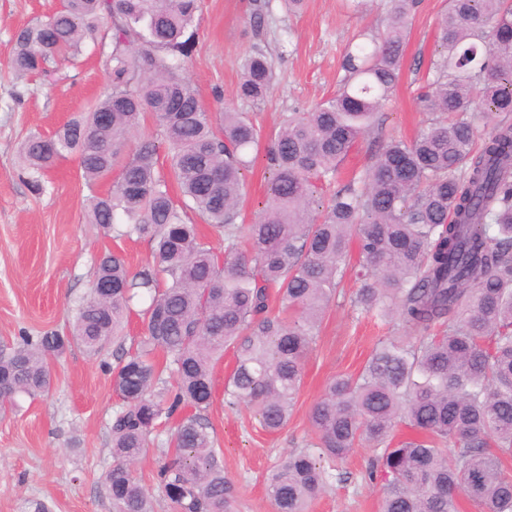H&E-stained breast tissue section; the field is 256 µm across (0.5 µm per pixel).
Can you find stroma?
<instances>
[{
  "instance_id": "stroma-1",
  "label": "stroma",
  "mask_w": 512,
  "mask_h": 512,
  "mask_svg": "<svg viewBox=\"0 0 512 512\" xmlns=\"http://www.w3.org/2000/svg\"><path fill=\"white\" fill-rule=\"evenodd\" d=\"M254 0H201L194 26L195 50L188 74L210 111L228 106L247 113L264 132L278 127L282 114L304 112L331 97L345 72V47L365 29L383 28L390 0H364L360 11L346 0H305L302 13H288L284 0H261L264 33L256 35ZM59 0H0V344L48 331L67 333L87 295L100 255L122 253L138 271L151 258L148 240L115 238L89 223L93 196L109 180L87 183L78 157L66 155L47 174L42 191L33 190L18 164L26 135H52L71 116L89 111L105 90L107 77L96 42L82 56L57 67L50 76L19 77L11 69L14 31L46 16ZM446 0H419L404 44L398 86L381 110L380 122L349 153L343 176L363 174L376 150L393 139L411 140L428 119L419 95L435 56L437 23ZM271 59L275 84L260 102L237 98L240 63L253 48ZM270 173L264 158L244 172L241 220L252 223L266 200ZM357 251L326 311L306 358L303 382L287 426L264 432L252 411L224 403V381L234 368L225 351L213 372V403L205 413L224 472L236 487L239 512H274L266 478L289 450L304 447L313 433L312 405L333 377L357 375L379 340L396 325L361 314L352 304V272ZM148 298L135 301L123 333L91 357L79 346L49 358L53 386L31 398L17 396L14 410L0 416V512H112L104 476L112 464L110 424L121 406L111 373L122 353L135 350L145 334L141 311ZM371 452L357 446L310 512H379L383 480L365 482Z\"/></svg>"
}]
</instances>
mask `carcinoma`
<instances>
[{
	"instance_id": "carcinoma-1",
	"label": "carcinoma",
	"mask_w": 512,
	"mask_h": 512,
	"mask_svg": "<svg viewBox=\"0 0 512 512\" xmlns=\"http://www.w3.org/2000/svg\"><path fill=\"white\" fill-rule=\"evenodd\" d=\"M416 4L391 0L386 27L346 48L336 93L282 117L264 154L267 199L251 224L236 220L246 157L262 129L230 107L206 109L186 74L200 0H62L15 32L11 67L21 76L48 73L106 32L105 94L54 135L30 134L21 166L36 190L67 154L78 155L89 182L119 170L90 201L89 223L152 244L151 262L136 273L122 255H101L70 335L0 347L2 411L19 394L49 392V356L73 342L96 355L119 338L137 290L151 293L140 347L113 368L122 406L105 478L112 512H155L131 471L151 454L161 459L156 480L171 512H233L234 483L204 418L214 367L233 351L229 403L252 409L268 432L284 428L353 245L362 258L354 307L396 321L399 335L315 402L316 441L288 452L267 478L274 512H309L328 484L323 461L344 460L358 443L373 449L365 477L386 481L379 512H459L461 496L512 512V474L503 466L512 457V124L502 120L479 138L470 117L476 104L490 121L512 113V0H448L441 54L421 98L427 126L409 142L383 145L365 174L338 181L399 81ZM240 69L237 96L264 99L275 78L266 53L252 50ZM148 116L151 135L142 133ZM331 181L336 190L317 204V183ZM157 350L165 363L153 360ZM184 409L157 442L159 427ZM401 422L426 439L393 442Z\"/></svg>"
}]
</instances>
